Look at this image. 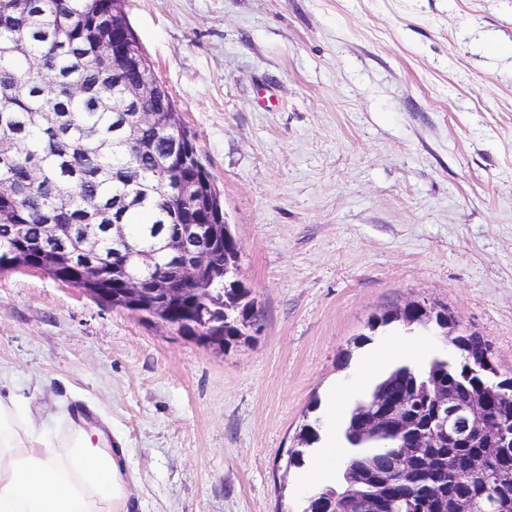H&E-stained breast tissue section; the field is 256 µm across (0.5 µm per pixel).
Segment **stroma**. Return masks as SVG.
I'll return each instance as SVG.
<instances>
[{
	"label": "stroma",
	"instance_id": "35a3bbf8",
	"mask_svg": "<svg viewBox=\"0 0 512 512\" xmlns=\"http://www.w3.org/2000/svg\"><path fill=\"white\" fill-rule=\"evenodd\" d=\"M126 11L223 194L259 328L220 350L41 271H0V373L21 411L47 408L45 440L94 409L136 512H303L342 481L370 360L464 361L452 337L376 317L447 309L512 377V0Z\"/></svg>",
	"mask_w": 512,
	"mask_h": 512
}]
</instances>
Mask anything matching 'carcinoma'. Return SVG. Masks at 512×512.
I'll return each instance as SVG.
<instances>
[{
  "label": "carcinoma",
  "mask_w": 512,
  "mask_h": 512,
  "mask_svg": "<svg viewBox=\"0 0 512 512\" xmlns=\"http://www.w3.org/2000/svg\"><path fill=\"white\" fill-rule=\"evenodd\" d=\"M120 23L128 45L141 49L129 27L124 0H0V137L15 142L10 163L0 164V270L42 266L55 280L77 288L112 287V236L109 225L121 224L128 241L130 269L137 268L135 254L172 231L178 224H222L221 193L202 163L198 149L171 95L168 111L143 126L135 141L122 130L125 112H114L101 99L98 88L107 74L99 71L94 39L101 31L112 32ZM142 66L118 76L119 86L152 76L146 57ZM51 112L55 122L44 124L39 114ZM171 191H154L162 182ZM196 193L186 195L183 187ZM96 212L99 249L91 274L67 264L47 265L37 242V228L50 220L69 224L79 233L89 223L87 213ZM28 225V246L15 235L14 225ZM235 254L220 240L212 250L211 270L201 280L184 285L181 306L192 312L206 307V297L224 289L241 303L245 321L258 320L249 291L235 279L224 278V266ZM467 365L448 367L444 358H434L414 376L436 387L467 381V388L485 396L493 417H512V387L506 381L466 376ZM411 367L402 365L382 377L369 398L394 393L409 382ZM356 412H351L345 439L358 452L349 461L372 462L385 449L409 445L405 437L380 434L363 438L354 432ZM441 466L429 481L433 491L448 489L452 470L474 454L494 453L492 448H458L443 444L434 449ZM345 469L340 489L345 495H390V509L405 512L418 498L419 488L394 474L382 488L364 485Z\"/></svg>",
  "instance_id": "1"
}]
</instances>
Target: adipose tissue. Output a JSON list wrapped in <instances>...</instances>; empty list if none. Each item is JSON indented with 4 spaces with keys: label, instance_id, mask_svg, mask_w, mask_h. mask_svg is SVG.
<instances>
[{
    "label": "adipose tissue",
    "instance_id": "ef3b65f1",
    "mask_svg": "<svg viewBox=\"0 0 512 512\" xmlns=\"http://www.w3.org/2000/svg\"><path fill=\"white\" fill-rule=\"evenodd\" d=\"M19 404L0 394V512H130L111 433L81 416L67 439L48 443Z\"/></svg>",
    "mask_w": 512,
    "mask_h": 512
}]
</instances>
